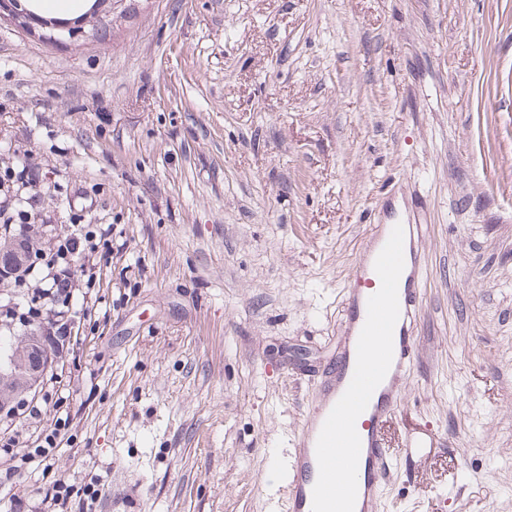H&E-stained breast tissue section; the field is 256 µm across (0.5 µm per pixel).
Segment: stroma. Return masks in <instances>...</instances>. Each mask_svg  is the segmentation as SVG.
Here are the masks:
<instances>
[{"mask_svg": "<svg viewBox=\"0 0 512 512\" xmlns=\"http://www.w3.org/2000/svg\"><path fill=\"white\" fill-rule=\"evenodd\" d=\"M82 312L64 369L0 421L24 512H286L381 213L424 231L417 362L379 512H512V0H123L51 45L0 19V175ZM39 265L0 305L45 308ZM67 417V443L22 463ZM98 486L91 499L83 486Z\"/></svg>", "mask_w": 512, "mask_h": 512, "instance_id": "35a3bbf8", "label": "stroma"}]
</instances>
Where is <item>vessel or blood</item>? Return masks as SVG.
Masks as SVG:
<instances>
[{"label":"vessel or blood","instance_id":"b4317fda","mask_svg":"<svg viewBox=\"0 0 512 512\" xmlns=\"http://www.w3.org/2000/svg\"><path fill=\"white\" fill-rule=\"evenodd\" d=\"M418 224L375 225L344 294L346 346L304 419L288 512H378L390 468L383 431L417 357L423 265Z\"/></svg>","mask_w":512,"mask_h":512}]
</instances>
